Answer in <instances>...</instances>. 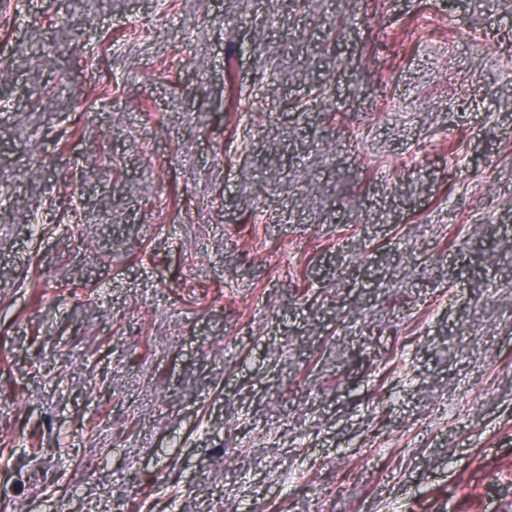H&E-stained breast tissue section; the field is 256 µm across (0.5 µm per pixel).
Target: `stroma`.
Listing matches in <instances>:
<instances>
[{
  "label": "stroma",
  "mask_w": 512,
  "mask_h": 512,
  "mask_svg": "<svg viewBox=\"0 0 512 512\" xmlns=\"http://www.w3.org/2000/svg\"><path fill=\"white\" fill-rule=\"evenodd\" d=\"M0 512H512V0L7 5Z\"/></svg>",
  "instance_id": "stroma-1"
}]
</instances>
